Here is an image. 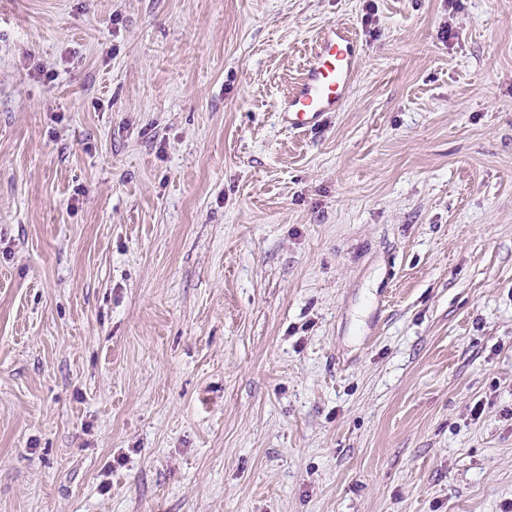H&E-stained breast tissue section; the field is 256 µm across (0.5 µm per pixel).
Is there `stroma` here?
<instances>
[{
    "mask_svg": "<svg viewBox=\"0 0 512 512\" xmlns=\"http://www.w3.org/2000/svg\"><path fill=\"white\" fill-rule=\"evenodd\" d=\"M508 503L512 0H0V512ZM356 49V39L345 25L332 24L322 33L300 81L279 107L286 127L314 131L328 112L340 111L353 78Z\"/></svg>",
    "mask_w": 512,
    "mask_h": 512,
    "instance_id": "35a3bbf8",
    "label": "stroma"
}]
</instances>
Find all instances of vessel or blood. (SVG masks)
Segmentation results:
<instances>
[{"mask_svg":"<svg viewBox=\"0 0 512 512\" xmlns=\"http://www.w3.org/2000/svg\"><path fill=\"white\" fill-rule=\"evenodd\" d=\"M356 49V39L345 25H330L322 33L300 81L279 107L286 127L314 131L327 113L340 111L353 78Z\"/></svg>","mask_w":512,"mask_h":512,"instance_id":"b4317fda","label":"vessel or blood"}]
</instances>
